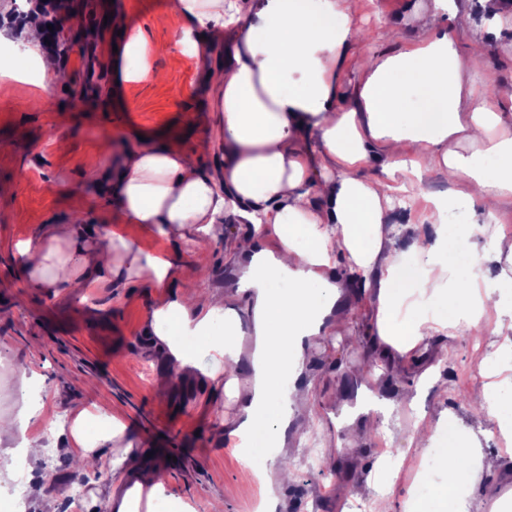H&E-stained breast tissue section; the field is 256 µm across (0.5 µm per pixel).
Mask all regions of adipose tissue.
Instances as JSON below:
<instances>
[{
    "instance_id": "ef3b65f1",
    "label": "adipose tissue",
    "mask_w": 512,
    "mask_h": 512,
    "mask_svg": "<svg viewBox=\"0 0 512 512\" xmlns=\"http://www.w3.org/2000/svg\"><path fill=\"white\" fill-rule=\"evenodd\" d=\"M420 14L421 33L409 39L401 23L388 27L390 49L363 59L354 86L353 107L339 105V73L362 31L352 21L348 0H177L181 42L206 62L210 102L202 122H215L212 150L217 165L193 163L170 143L129 148L113 160L111 144L88 179L132 224L150 225L166 241L201 248L223 234L225 222L249 225L231 243L233 253L260 252L235 288L218 297L204 289L177 290L178 254L158 255L136 247L117 231L94 224L40 225L35 239L19 250L20 275L45 295L87 294L97 288L136 283L154 289L152 348L179 371L190 374L200 356H210L205 372L211 400L221 403L235 381L224 378L225 361L237 360L239 340L219 327L228 303L250 297L258 350L253 359L252 393L239 421L224 428V439L279 441L308 395L280 381L298 376L304 339L349 336L347 315L338 313L340 283L328 270L346 256L360 274L370 301L378 344L392 360L425 352L431 336L471 332L484 319L512 350V236L487 234L500 208L512 201V114L498 101L512 102V83L495 84L493 97L475 86L490 81L485 55L461 54L458 33L470 28L471 5L479 3L486 26L512 29L506 0H432ZM482 39L483 28H470ZM20 37L43 77L54 73L40 11L29 12L20 32L4 28L0 39ZM224 62L211 67L216 43ZM380 170L366 173L369 157ZM437 171L455 190L428 192L424 177ZM422 198L435 223L447 226L444 239L414 251L415 284L401 276L404 255L389 215L395 202ZM481 207L483 224L465 231L467 252L454 245L450 218L456 210ZM277 242L265 247L268 231ZM501 261L496 279L484 276L486 261ZM404 407L415 411L411 445L431 460L444 488L473 485L476 469L512 465V448L485 455L476 436H463L453 415L436 422L418 413L416 394ZM34 412L0 415V454L41 460L53 441L33 424ZM104 428L88 435L89 421ZM127 426L100 403L72 418L70 447L78 458L101 459ZM448 446L435 450L436 434ZM126 492L104 490L107 512H138L162 492L153 474L141 473L130 454L113 458ZM403 458L382 455L373 475L346 490L348 501L370 500L373 512H392Z\"/></svg>"
}]
</instances>
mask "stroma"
Wrapping results in <instances>:
<instances>
[{"label": "stroma", "mask_w": 512, "mask_h": 512, "mask_svg": "<svg viewBox=\"0 0 512 512\" xmlns=\"http://www.w3.org/2000/svg\"><path fill=\"white\" fill-rule=\"evenodd\" d=\"M427 4L428 0H350L352 17L368 38L355 48L345 68L343 107L353 104L350 90L358 79V56L385 50L383 35L390 21L414 29L415 9ZM62 6L81 12L93 36L68 31L74 43L69 59L58 62L55 76L44 87H36L31 79L0 82V413H19L22 388L35 383L47 391L41 406L46 429L57 427L77 409L107 402L123 417L137 457L156 451L163 435L174 436V471L165 478L156 512H181L185 507L210 512L219 496L224 512H260L262 488L251 471L268 466L269 455L261 451L246 461L225 442L222 426L234 413L206 405L205 377L180 376L166 396L154 392L153 380L166 365L147 347L151 294L131 283L112 293L48 297L29 287L12 260L16 244L32 239L40 225L76 216L87 224L112 225L144 249L167 250V243L149 225L127 223L89 182L87 169L104 140H111L116 157L142 141L169 142L199 165L215 163L214 155L201 145L216 140L218 131L196 120L198 109L209 101V89L200 65L177 45L176 0H122L118 5L112 0H63ZM108 14L122 15L130 26L142 30L151 45L150 69L163 72L164 82L110 83L113 67H126L127 62L114 57L117 33L103 22ZM160 14L169 16L168 28L154 27ZM247 230L244 224H225L223 235L209 245L203 270L193 261V246L178 245V277H191L201 288L223 289L238 269L237 260L229 256V241ZM334 272L349 285L340 302L352 314L360 342L352 347L347 337L335 335L309 347L302 380L312 386L315 426L308 447H299L292 439L282 451L295 469V480L280 489L278 512H368L363 504H345L339 490L373 471L386 450L411 461L396 484L395 512H449L448 493L439 484L416 487L412 466L419 456L409 446L408 413L395 400L403 389H418L419 407L427 418L452 414L480 434L485 451L497 452L503 442L496 423L475 417L465 395L483 385L490 372L511 379L512 355L493 346L482 358L468 336H436L419 360H401L396 369L373 380L372 371L386 358L372 352L375 329L364 315L359 288L348 282L346 258L336 259ZM429 368L435 370L437 381L425 390L419 379ZM368 392L377 401L394 402L400 429L388 441L377 430L361 426L358 445L323 459L318 451L322 441L344 435V408ZM36 473L47 476L48 492L59 499L70 487L81 486L79 512H105L95 488L112 483L106 462L86 471L68 467L62 478L44 460Z\"/></svg>", "instance_id": "35a3bbf8"}]
</instances>
